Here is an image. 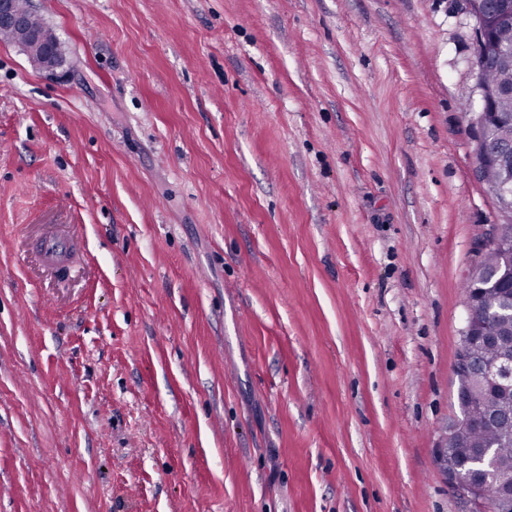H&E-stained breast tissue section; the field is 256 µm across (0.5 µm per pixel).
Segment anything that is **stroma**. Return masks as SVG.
I'll use <instances>...</instances> for the list:
<instances>
[{
	"label": "stroma",
	"mask_w": 512,
	"mask_h": 512,
	"mask_svg": "<svg viewBox=\"0 0 512 512\" xmlns=\"http://www.w3.org/2000/svg\"><path fill=\"white\" fill-rule=\"evenodd\" d=\"M30 4L68 64L0 41V512H471L434 448L500 220L474 19ZM68 249L69 246L65 241L52 236L45 237L39 242V250L42 256L59 270L66 266L62 258Z\"/></svg>",
	"instance_id": "1"
}]
</instances>
